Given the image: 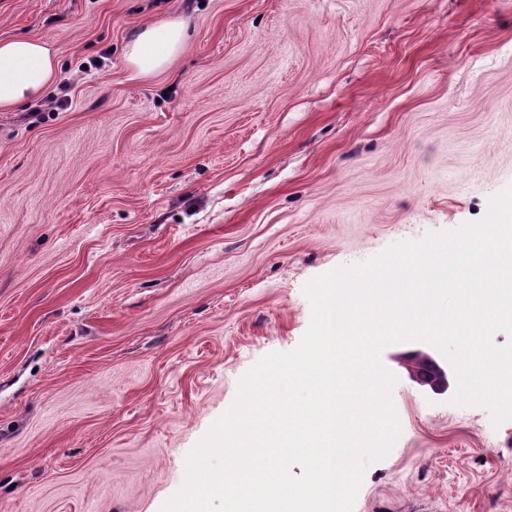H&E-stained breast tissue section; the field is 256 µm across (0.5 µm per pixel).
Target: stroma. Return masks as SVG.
Segmentation results:
<instances>
[{"instance_id": "35a3bbf8", "label": "stroma", "mask_w": 512, "mask_h": 512, "mask_svg": "<svg viewBox=\"0 0 512 512\" xmlns=\"http://www.w3.org/2000/svg\"><path fill=\"white\" fill-rule=\"evenodd\" d=\"M189 38L130 79L125 44ZM68 103L0 112V512H160L305 284L512 184V0H0ZM381 353L402 433L353 512H512L492 427ZM188 38L185 22L167 20L145 25L126 46L125 61L134 78L162 70L177 56Z\"/></svg>"}]
</instances>
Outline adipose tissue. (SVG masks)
Returning a JSON list of instances; mask_svg holds the SVG:
<instances>
[{"instance_id": "1", "label": "adipose tissue", "mask_w": 512, "mask_h": 512, "mask_svg": "<svg viewBox=\"0 0 512 512\" xmlns=\"http://www.w3.org/2000/svg\"><path fill=\"white\" fill-rule=\"evenodd\" d=\"M187 38L188 27L182 21L145 25L125 50L133 77L144 78L165 68ZM56 74V57L47 44L26 38L0 40V110L46 97Z\"/></svg>"}]
</instances>
